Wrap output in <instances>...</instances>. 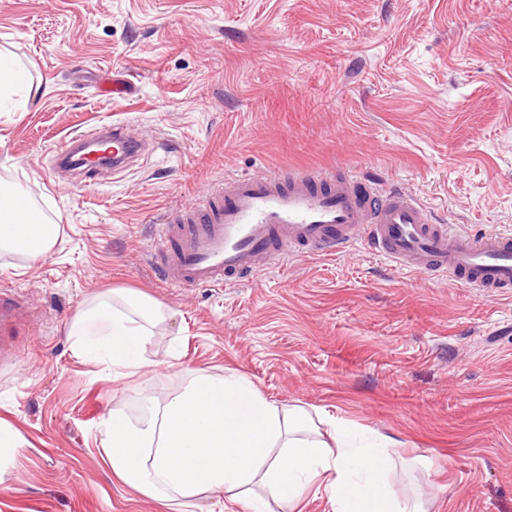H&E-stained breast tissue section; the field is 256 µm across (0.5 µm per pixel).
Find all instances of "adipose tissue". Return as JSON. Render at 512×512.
<instances>
[{
    "label": "adipose tissue",
    "instance_id": "obj_1",
    "mask_svg": "<svg viewBox=\"0 0 512 512\" xmlns=\"http://www.w3.org/2000/svg\"><path fill=\"white\" fill-rule=\"evenodd\" d=\"M57 230L42 223L26 194L0 191L1 250L37 261L55 246ZM122 300L119 308L100 298L70 326L80 340L89 321L110 319V334L87 353L115 378L145 367L147 324L162 314L146 297ZM101 445L113 473L149 497L216 495L250 500L252 512H269L271 502L302 512L317 485L327 491L332 512H421L389 497L385 476L394 454L388 448L353 451L341 425L319 427L303 408L270 400L239 376L218 379L198 370L184 391L147 399L138 419L113 410Z\"/></svg>",
    "mask_w": 512,
    "mask_h": 512
}]
</instances>
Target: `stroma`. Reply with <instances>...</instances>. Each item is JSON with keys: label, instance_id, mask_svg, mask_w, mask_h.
<instances>
[{"label": "stroma", "instance_id": "stroma-1", "mask_svg": "<svg viewBox=\"0 0 512 512\" xmlns=\"http://www.w3.org/2000/svg\"><path fill=\"white\" fill-rule=\"evenodd\" d=\"M26 69L0 112V184L58 242L0 250L28 303L0 358V512H250L203 495L158 501L113 475L98 426L175 394L193 370L399 441L387 478L424 512H512V296L394 266L357 243L239 286L167 287L157 227L227 175L325 168L413 192L472 232L512 228V0H0V50ZM129 78L100 94L95 77ZM127 125L146 155L83 185L62 141ZM167 309L137 374L112 379L68 329L94 296Z\"/></svg>", "mask_w": 512, "mask_h": 512}]
</instances>
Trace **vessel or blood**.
<instances>
[{
  "label": "vessel or blood",
  "mask_w": 512,
  "mask_h": 512,
  "mask_svg": "<svg viewBox=\"0 0 512 512\" xmlns=\"http://www.w3.org/2000/svg\"><path fill=\"white\" fill-rule=\"evenodd\" d=\"M112 143L113 167L142 149L123 124L98 127L61 143L55 163L88 172L83 147ZM158 236L167 250L171 288H221L257 272L286 267L293 256L332 254L361 240L391 262L421 275H445L486 294L512 290V230L460 233L434 223L405 191L327 171H274L224 177ZM22 307L0 292V354Z\"/></svg>",
  "instance_id": "obj_1"
}]
</instances>
